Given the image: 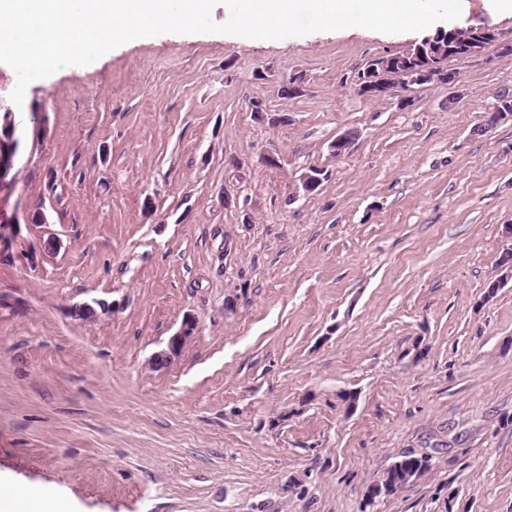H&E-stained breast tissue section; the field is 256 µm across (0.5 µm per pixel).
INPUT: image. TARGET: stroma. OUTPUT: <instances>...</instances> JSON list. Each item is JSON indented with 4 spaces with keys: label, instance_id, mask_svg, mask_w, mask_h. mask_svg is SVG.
<instances>
[{
    "label": "stroma",
    "instance_id": "1",
    "mask_svg": "<svg viewBox=\"0 0 512 512\" xmlns=\"http://www.w3.org/2000/svg\"><path fill=\"white\" fill-rule=\"evenodd\" d=\"M459 23L512 37L493 0ZM420 38L165 33L30 83L0 198L47 221L0 263V476L71 512H512V120L482 128L512 53L358 92ZM407 452L429 469L367 502ZM191 327V322L186 320L181 331L171 336L167 349L155 355L153 363L156 366L166 364L172 357L176 356L180 352L191 335V331L193 330Z\"/></svg>",
    "mask_w": 512,
    "mask_h": 512
}]
</instances>
